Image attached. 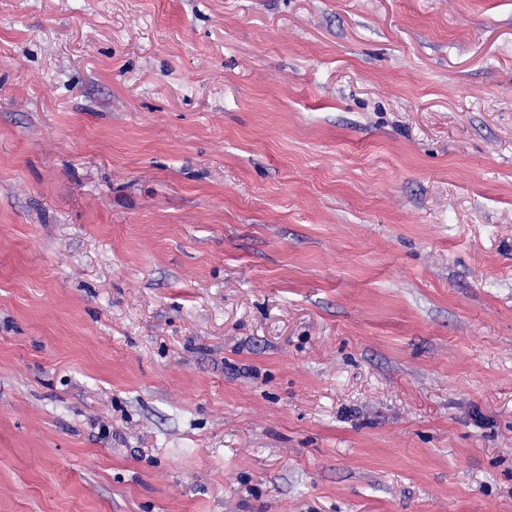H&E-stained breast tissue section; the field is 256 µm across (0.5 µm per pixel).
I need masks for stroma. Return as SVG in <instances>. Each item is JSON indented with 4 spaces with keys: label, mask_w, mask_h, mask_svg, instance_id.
<instances>
[{
    "label": "stroma",
    "mask_w": 512,
    "mask_h": 512,
    "mask_svg": "<svg viewBox=\"0 0 512 512\" xmlns=\"http://www.w3.org/2000/svg\"><path fill=\"white\" fill-rule=\"evenodd\" d=\"M0 512H512V0H0Z\"/></svg>",
    "instance_id": "obj_1"
}]
</instances>
